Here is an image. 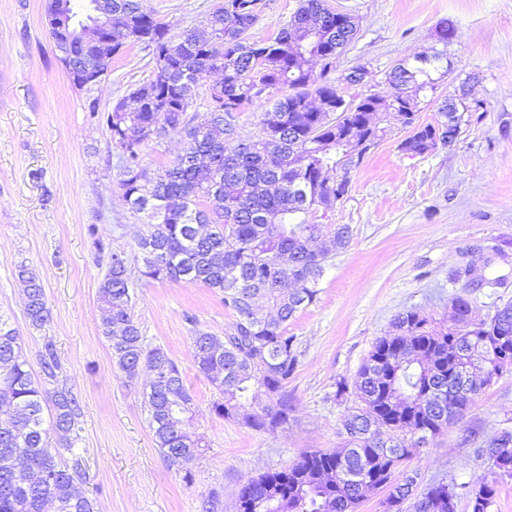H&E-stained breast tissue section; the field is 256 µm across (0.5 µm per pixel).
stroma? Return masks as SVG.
<instances>
[{"label":"stroma","instance_id":"35a3bbf8","mask_svg":"<svg viewBox=\"0 0 512 512\" xmlns=\"http://www.w3.org/2000/svg\"><path fill=\"white\" fill-rule=\"evenodd\" d=\"M219 0H141L171 34L196 27ZM360 19L357 37L336 63L337 73L363 64L380 91L387 73L436 46V26L456 21L447 48L442 98L466 90L461 132L452 145L407 155V131L395 119L387 135L350 173L349 194L329 212L331 224L352 230L334 255L314 303L288 327L298 365L288 381L293 404L287 426L256 432L216 417V389L193 358L194 330L223 335L234 317L206 284L135 279V317L148 343L179 365L193 399L190 432L207 447L192 466V482L170 467L148 427L142 391L147 374L121 372L100 331L99 285L105 263L95 240L134 254L139 225L117 185L119 160L103 113L150 77L153 55L125 46L97 85H73L57 58L45 21L46 0H0V317L24 340L34 373L45 341L55 345L59 387L78 398L74 433L83 457V487L98 512H236L241 484L281 469L303 453L343 448L345 408L336 382H355L374 341L404 310L435 321L450 300L472 299L478 316L512 301V0H328ZM300 0H262L251 30L267 40ZM36 274L50 309L32 326L17 271ZM474 278L505 277L501 288L464 289L456 268ZM512 428V365L474 398L464 418L428 439L408 469L430 482L452 475L473 486L487 467L475 450Z\"/></svg>","mask_w":512,"mask_h":512}]
</instances>
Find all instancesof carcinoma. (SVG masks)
<instances>
[{
	"label": "carcinoma",
	"mask_w": 512,
	"mask_h": 512,
	"mask_svg": "<svg viewBox=\"0 0 512 512\" xmlns=\"http://www.w3.org/2000/svg\"><path fill=\"white\" fill-rule=\"evenodd\" d=\"M260 0H224L208 27L180 35L143 12L139 0H112V51L129 38L154 47L156 75L139 84L112 111L101 116L112 135L120 163L119 189L130 209L145 214L135 236L139 275L152 280L202 282L224 293V306L235 317L222 336L195 331L194 359L219 398L216 416L258 431L288 423L292 405L288 380L298 365L296 337L288 324L312 304L329 259L345 249L347 224H316L312 216L333 211L349 192L350 177L336 185L329 177L351 163L348 140L366 137L388 112H402L408 135L398 148L424 154L439 139L452 144L462 114L446 97L435 123L418 124L420 95L434 93L448 74L447 53L437 48L414 62L402 61L389 73L395 92L389 99L369 93L344 100L335 83L312 79L310 62L334 68L336 48L357 35V25L336 20L326 0H300L296 12L277 35L250 40ZM219 70L223 78L206 95L209 118L202 125L188 116L200 76ZM439 73L435 78L432 73ZM284 88L291 93L274 97ZM264 101L260 132L242 140L237 112ZM172 132L183 148L161 178H150L142 147ZM108 259L99 285L104 316L103 337L118 368L130 378L149 373L143 402L155 444L173 466L186 467L203 454L198 438L189 457L180 449L183 425L191 421L193 396L177 363L160 347L146 343L134 318L130 257L95 241ZM26 285V316L31 325L49 319L44 289L28 268L19 269ZM457 315L450 325L437 324L418 310L393 318L358 371V406L343 421L348 436L338 452L303 454L288 467L267 471L238 491L237 512H356L375 492L384 493L382 512H456V503L420 488L415 471L401 469L427 437L448 427V411L464 417L474 395L485 388L482 372H496V348L487 349L484 365L467 381L454 375L459 352L475 348L486 336L512 340V304L496 309L475 328L465 295L451 299ZM265 307L274 311L258 317ZM43 377L35 378L16 329L0 318V512H97L80 487L82 458L71 437L79 401L66 389L48 390L60 364L54 345L41 354ZM53 403L44 416L46 402ZM391 435L383 436L378 427ZM26 459L22 475L9 469L14 453ZM488 465L472 491V512H488L498 479L512 477V430L504 429L477 448Z\"/></svg>",
	"instance_id": "obj_1"
}]
</instances>
